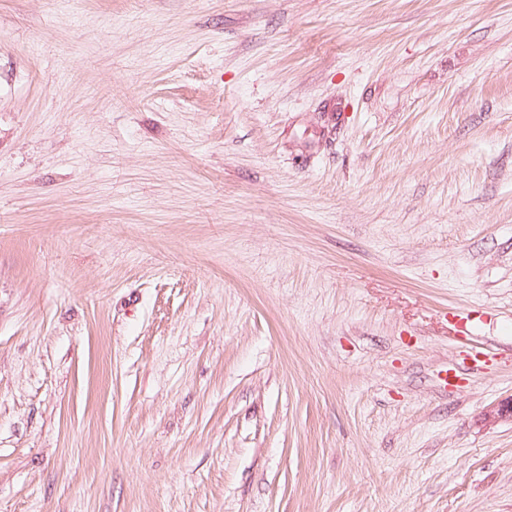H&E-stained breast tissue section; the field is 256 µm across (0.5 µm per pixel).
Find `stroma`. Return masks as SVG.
<instances>
[{"instance_id": "35a3bbf8", "label": "stroma", "mask_w": 512, "mask_h": 512, "mask_svg": "<svg viewBox=\"0 0 512 512\" xmlns=\"http://www.w3.org/2000/svg\"><path fill=\"white\" fill-rule=\"evenodd\" d=\"M510 397L512 0H0V512H512Z\"/></svg>"}]
</instances>
